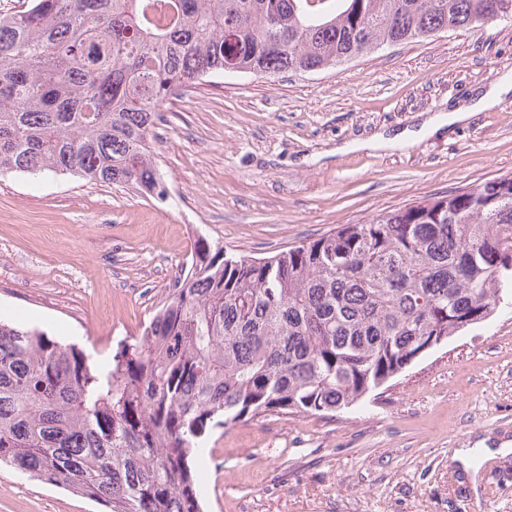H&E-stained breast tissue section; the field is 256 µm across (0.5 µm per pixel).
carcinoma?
<instances>
[{
  "label": "carcinoma",
  "instance_id": "obj_1",
  "mask_svg": "<svg viewBox=\"0 0 512 512\" xmlns=\"http://www.w3.org/2000/svg\"><path fill=\"white\" fill-rule=\"evenodd\" d=\"M512 15V0H32L0 16V175L170 200L162 107L226 73L334 68ZM512 290V175L342 224L270 257L197 237L138 336L98 363L0 322V464L105 512H202L216 428L334 416Z\"/></svg>",
  "mask_w": 512,
  "mask_h": 512
}]
</instances>
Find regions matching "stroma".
Instances as JSON below:
<instances>
[{
	"instance_id": "obj_1",
	"label": "stroma",
	"mask_w": 512,
	"mask_h": 512,
	"mask_svg": "<svg viewBox=\"0 0 512 512\" xmlns=\"http://www.w3.org/2000/svg\"><path fill=\"white\" fill-rule=\"evenodd\" d=\"M512 20L386 46L319 73L227 75L170 99L153 150L171 200L51 172L0 176V320L106 361L139 335L198 236L271 256L341 224L512 175ZM415 131L377 150L354 144ZM502 456L455 453L478 443ZM204 512H512V295L357 408L215 429ZM0 512H99L0 468ZM509 92L508 85H498L485 91L476 102L465 108H457L448 115V125L460 123L472 116L473 112L491 107L500 101L503 94Z\"/></svg>"
}]
</instances>
